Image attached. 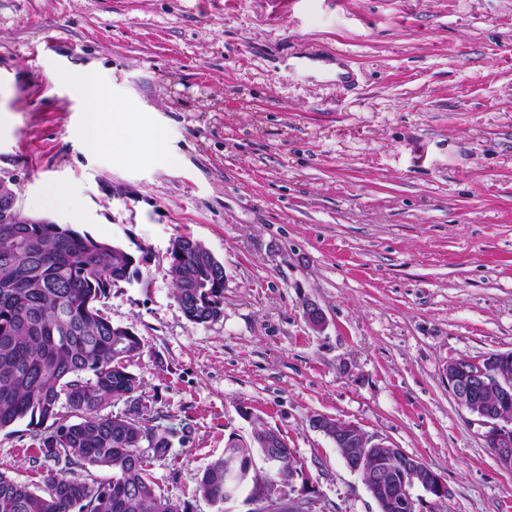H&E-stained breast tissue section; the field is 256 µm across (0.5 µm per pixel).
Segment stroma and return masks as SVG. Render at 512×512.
Returning a JSON list of instances; mask_svg holds the SVG:
<instances>
[{"mask_svg":"<svg viewBox=\"0 0 512 512\" xmlns=\"http://www.w3.org/2000/svg\"><path fill=\"white\" fill-rule=\"evenodd\" d=\"M116 105L149 113L164 164L104 150ZM1 170L22 215L141 257L102 309L144 342L128 369L175 431L150 471L187 512H218L197 482L259 428L296 460L288 498L379 512L317 414L438 473L417 512H512L445 379L512 352V0H0ZM180 235L224 265L217 320L179 303ZM38 453L0 430L1 472L38 484Z\"/></svg>","mask_w":512,"mask_h":512,"instance_id":"1","label":"stroma"}]
</instances>
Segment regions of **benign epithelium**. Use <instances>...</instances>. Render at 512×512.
<instances>
[{
  "mask_svg": "<svg viewBox=\"0 0 512 512\" xmlns=\"http://www.w3.org/2000/svg\"><path fill=\"white\" fill-rule=\"evenodd\" d=\"M15 181L14 175L0 174V223L13 224L18 210L15 196L5 188ZM448 390L455 402L462 408L480 418L486 428L484 438L495 442V457L506 469H512V404L508 401L497 402L476 409L486 387L494 386L499 390L512 389V355H504L501 364L491 370L484 366L483 359H459L448 364L446 376ZM312 425L330 437L336 448H365L374 460L370 469L364 465L363 458L350 454L344 457L351 472L361 475L367 489L379 487L392 488L385 506L401 510L416 504L413 489L422 488L434 493L442 500L448 495V488L441 476L429 468L420 459L402 453L385 440L369 437L358 425L333 419L325 415L312 418Z\"/></svg>",
  "mask_w": 512,
  "mask_h": 512,
  "instance_id": "obj_1",
  "label": "benign epithelium"
}]
</instances>
